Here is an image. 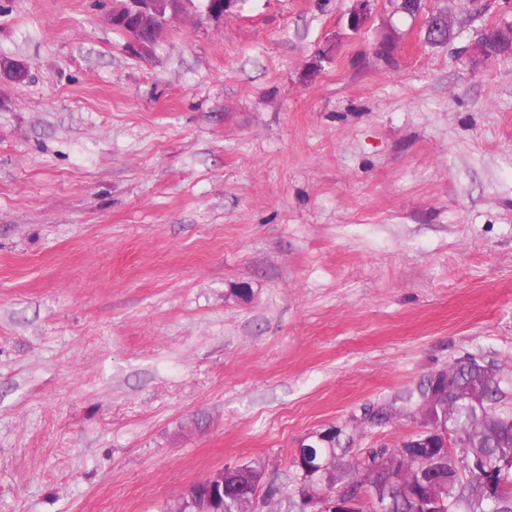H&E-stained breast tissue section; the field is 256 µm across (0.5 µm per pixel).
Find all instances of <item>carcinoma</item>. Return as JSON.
Wrapping results in <instances>:
<instances>
[{
    "mask_svg": "<svg viewBox=\"0 0 512 512\" xmlns=\"http://www.w3.org/2000/svg\"><path fill=\"white\" fill-rule=\"evenodd\" d=\"M488 38V57L512 52V26L495 27ZM457 390L441 402L421 411L423 427L438 431L434 465L427 469L428 478L445 487L441 498L443 512H512V407L503 402L504 390L512 386V370L498 368V377L486 385V394L477 402L458 396L475 384L474 369L461 361L450 367ZM452 432L464 444L448 449L440 432ZM416 460L407 442L394 448H383L374 454L371 464L354 470L356 483L375 482L380 500L390 501L386 512H426L432 502L409 497L396 485H386L387 476L398 473ZM262 475L260 466L250 463L235 475L236 482L254 489V481ZM502 487V493L491 495L487 484Z\"/></svg>",
    "mask_w": 512,
    "mask_h": 512,
    "instance_id": "cac0c4a2",
    "label": "carcinoma"
}]
</instances>
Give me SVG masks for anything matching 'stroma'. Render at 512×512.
<instances>
[{
	"label": "stroma",
	"mask_w": 512,
	"mask_h": 512,
	"mask_svg": "<svg viewBox=\"0 0 512 512\" xmlns=\"http://www.w3.org/2000/svg\"><path fill=\"white\" fill-rule=\"evenodd\" d=\"M422 6L190 7L137 51L112 0H0V512H174L243 461L293 512L307 434L349 471L433 372L512 365V60L475 49L512 0ZM200 14L207 20H221L224 15L239 8L240 0H200Z\"/></svg>",
	"instance_id": "obj_1"
}]
</instances>
